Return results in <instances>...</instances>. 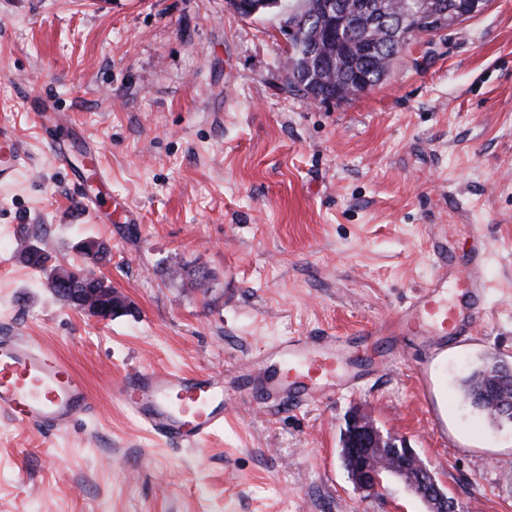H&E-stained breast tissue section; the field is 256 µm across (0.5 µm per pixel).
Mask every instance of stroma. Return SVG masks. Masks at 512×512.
<instances>
[{
	"mask_svg": "<svg viewBox=\"0 0 512 512\" xmlns=\"http://www.w3.org/2000/svg\"><path fill=\"white\" fill-rule=\"evenodd\" d=\"M287 53L279 15L226 0H0V128L35 160L0 184V328L54 349L94 402L63 434L0 415V512H425L397 480L376 496L349 479L357 408L466 512H512V426L458 395L479 360L512 364V0L344 101L289 92ZM90 161L134 223L80 205ZM438 224L461 264L482 235L491 288L444 352L374 333L435 275ZM24 236L74 269L83 240L108 243L97 273L128 311L62 305L20 261ZM298 336L335 337L358 389L257 403L243 368ZM142 366L223 373L205 447L170 446L124 406L120 378ZM226 2L235 13L244 18L258 16L262 8L281 6L279 0H227Z\"/></svg>",
	"mask_w": 512,
	"mask_h": 512,
	"instance_id": "obj_1",
	"label": "stroma"
}]
</instances>
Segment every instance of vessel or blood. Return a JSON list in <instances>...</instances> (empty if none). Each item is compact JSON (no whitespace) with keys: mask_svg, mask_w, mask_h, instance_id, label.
<instances>
[{"mask_svg":"<svg viewBox=\"0 0 512 512\" xmlns=\"http://www.w3.org/2000/svg\"><path fill=\"white\" fill-rule=\"evenodd\" d=\"M0 151L9 164L0 166V182L12 179L33 158L0 130ZM483 242H475L462 279L469 300V316H461L448 297V284L457 280L451 257H442L426 287L389 321V335H412L445 341L463 324H475L483 315L489 286L482 276ZM281 369L270 370L265 360H255L250 376L259 380L262 398L288 395L312 397V380H335L338 386H354L358 375L342 365L332 336H315L288 342L276 352ZM119 394L126 405L155 435L181 447L201 444L224 423V378L204 370L197 372L136 368L122 377ZM93 407L84 380L57 355L19 332L0 331V412L13 419L54 433L68 431Z\"/></svg>","mask_w":512,"mask_h":512,"instance_id":"vessel-or-blood-1","label":"vessel or blood"}]
</instances>
